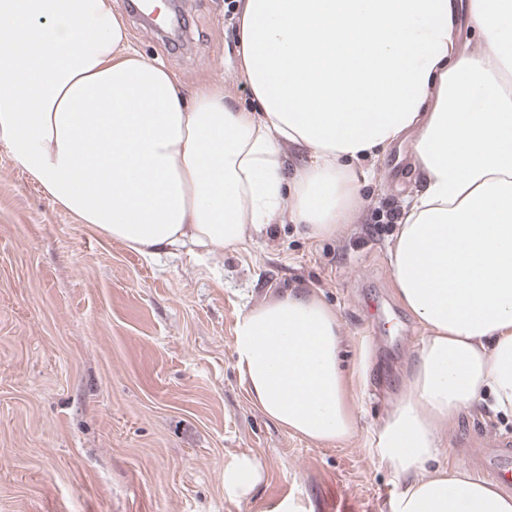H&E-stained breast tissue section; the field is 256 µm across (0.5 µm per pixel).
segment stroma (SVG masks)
<instances>
[{"mask_svg":"<svg viewBox=\"0 0 512 512\" xmlns=\"http://www.w3.org/2000/svg\"><path fill=\"white\" fill-rule=\"evenodd\" d=\"M176 48L112 0L131 44L185 88L223 85L251 103L236 55L240 0H180ZM354 167L363 206L336 237L290 223L207 256L151 258L57 207L0 141V512H393L403 479L376 466L370 441L405 389L424 327L403 305L390 251L422 188L410 142ZM291 289L336 308L342 362L363 373L357 431L315 444L251 403L234 358L238 316ZM442 459L473 469L512 436V417L451 419ZM264 467L248 495L224 464Z\"/></svg>","mask_w":512,"mask_h":512,"instance_id":"35a3bbf8","label":"stroma"}]
</instances>
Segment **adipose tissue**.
Instances as JSON below:
<instances>
[{
  "label": "adipose tissue",
  "mask_w": 512,
  "mask_h": 512,
  "mask_svg": "<svg viewBox=\"0 0 512 512\" xmlns=\"http://www.w3.org/2000/svg\"><path fill=\"white\" fill-rule=\"evenodd\" d=\"M243 0L238 53L252 104L184 93L130 49L112 0H0V136L79 223L141 255H210L287 217L332 238L361 203L349 163L408 138L423 188L391 251L425 328L406 389L373 438L405 478L395 512H512V494L438 462L440 427L490 401L512 415V0ZM304 150L293 182L283 144ZM336 310L291 290L240 315L236 367L253 405L303 439L356 432ZM256 457L224 467L248 494ZM459 5L457 23H456V37L460 44L469 45L472 47L476 40L477 34L471 28L468 18L467 4L469 0H456Z\"/></svg>",
  "instance_id": "obj_1"
}]
</instances>
